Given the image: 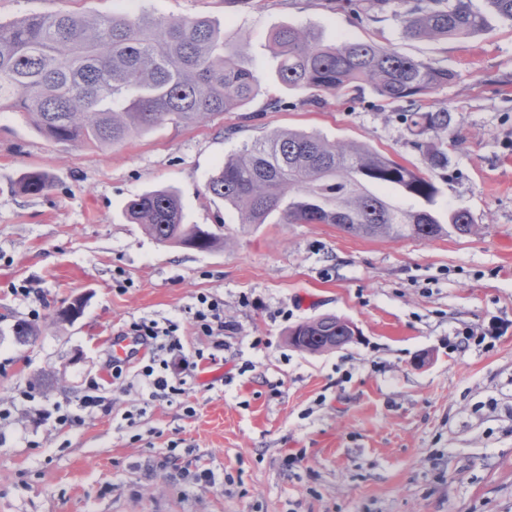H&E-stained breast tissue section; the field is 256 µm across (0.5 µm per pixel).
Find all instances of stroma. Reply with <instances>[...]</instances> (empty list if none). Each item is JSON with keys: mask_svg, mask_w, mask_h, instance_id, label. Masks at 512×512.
<instances>
[{"mask_svg": "<svg viewBox=\"0 0 512 512\" xmlns=\"http://www.w3.org/2000/svg\"><path fill=\"white\" fill-rule=\"evenodd\" d=\"M142 10L217 21L260 74L259 92L210 121L106 147L63 146L0 112V409L11 412L0 421V512H512V22L492 14L476 36L416 40L389 17L359 19L326 0H0L4 22ZM281 25L456 72L425 98L453 116L428 136L448 157L435 210L443 222L468 210L480 233L368 239L276 213L244 228L211 200L215 167L277 129L428 169L401 113L370 87L316 96L282 85L269 43ZM30 170L48 173L52 189L20 194ZM161 187L223 245L166 246L128 223L127 202ZM19 285L30 295L13 294ZM208 292L233 329L189 399H150L139 357L113 378L108 340L135 321L180 322L187 351L210 350L190 319ZM79 297L81 316L57 321ZM34 308L39 335L19 345L12 327ZM325 314L354 323L357 338L317 354L289 345V327ZM466 330L485 340L457 350ZM85 394L104 407L71 427L43 422ZM172 443L215 485L167 468ZM295 454L301 463L289 465Z\"/></svg>", "mask_w": 512, "mask_h": 512, "instance_id": "stroma-1", "label": "stroma"}]
</instances>
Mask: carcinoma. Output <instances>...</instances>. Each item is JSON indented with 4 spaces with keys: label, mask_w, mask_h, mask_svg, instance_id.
<instances>
[{
    "label": "carcinoma",
    "mask_w": 512,
    "mask_h": 512,
    "mask_svg": "<svg viewBox=\"0 0 512 512\" xmlns=\"http://www.w3.org/2000/svg\"><path fill=\"white\" fill-rule=\"evenodd\" d=\"M332 9L358 18L393 17L413 39L468 37L484 31L487 12L512 21V0H328ZM276 76L286 87L336 94L371 86L388 103L402 104L431 170L445 153L426 136L446 130V109H431L425 96L457 74L369 42L326 44L310 30L282 26L272 36ZM258 73L238 52H226L224 32L201 17L167 18L151 12L74 15L57 12L0 21V111L21 113L44 137L62 145H108L164 123L190 124L241 108L258 93ZM52 187L41 171L25 173L18 191L38 196ZM420 199L405 206L388 190ZM212 198L231 205L239 223L264 224L280 214L284 224H334L363 238L430 241L448 233L479 232L469 211L457 209L443 224L429 206L439 187L363 145L330 142L300 130H275L224 159L206 182ZM125 217L157 242L208 252L218 234L184 223L179 194L155 189L131 199ZM17 343L38 336L18 321ZM344 319L324 315L291 328L289 344L319 353L348 341Z\"/></svg>",
    "instance_id": "cac0c4a2"
}]
</instances>
